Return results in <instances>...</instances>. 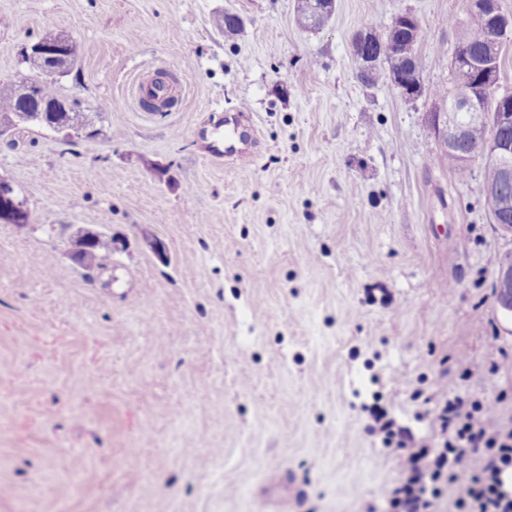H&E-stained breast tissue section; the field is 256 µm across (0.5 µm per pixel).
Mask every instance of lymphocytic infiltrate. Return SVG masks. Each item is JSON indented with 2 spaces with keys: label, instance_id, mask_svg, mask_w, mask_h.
I'll return each instance as SVG.
<instances>
[{
  "label": "lymphocytic infiltrate",
  "instance_id": "lymphocytic-infiltrate-1",
  "mask_svg": "<svg viewBox=\"0 0 512 512\" xmlns=\"http://www.w3.org/2000/svg\"><path fill=\"white\" fill-rule=\"evenodd\" d=\"M496 401L447 399L437 420L441 450L400 448L399 481L382 491L394 512H431L440 483L459 489L456 512H512V427H491Z\"/></svg>",
  "mask_w": 512,
  "mask_h": 512
}]
</instances>
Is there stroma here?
Segmentation results:
<instances>
[{
    "instance_id": "stroma-1",
    "label": "stroma",
    "mask_w": 512,
    "mask_h": 512,
    "mask_svg": "<svg viewBox=\"0 0 512 512\" xmlns=\"http://www.w3.org/2000/svg\"><path fill=\"white\" fill-rule=\"evenodd\" d=\"M0 0V84L52 30L77 63L61 97L102 133L15 123L0 180L30 222L0 224V512H388L395 449L373 406L441 447L438 404L498 399L512 421V251L427 121L357 76L353 34L420 22L424 84L451 80L467 0ZM243 27L221 29L224 14ZM166 71L178 98L141 109ZM249 163L212 156L225 113ZM84 227L115 244L75 260ZM496 299L499 306L512 312V254L507 253L495 262Z\"/></svg>"
}]
</instances>
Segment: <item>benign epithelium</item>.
I'll return each mask as SVG.
<instances>
[{"label":"benign epithelium","mask_w":512,"mask_h":512,"mask_svg":"<svg viewBox=\"0 0 512 512\" xmlns=\"http://www.w3.org/2000/svg\"><path fill=\"white\" fill-rule=\"evenodd\" d=\"M468 12L470 23L486 27L491 36L484 53L477 57L468 53L464 41H458V53L451 61L456 87L452 107L433 109L429 121L444 148L458 156L461 164L472 167L479 151L483 166L496 169L498 178L484 182L485 202L496 229L512 237V137L502 134L512 127V93L500 91V71L495 68L503 40L512 33V15L501 10L499 0H469ZM392 23L403 31L396 43L373 29L354 34L351 51L360 66L357 75L366 82L377 66L396 59L406 68L386 69L388 78L403 96L415 99L425 90L418 53L422 29L410 12L397 15ZM68 43L66 35L54 45L36 41L26 50V57L47 70H55ZM25 212L26 202L16 195L10 183L1 181L0 224L21 226ZM495 288L499 306L511 313V253L495 262Z\"/></svg>","instance_id":"7a95c632"}]
</instances>
